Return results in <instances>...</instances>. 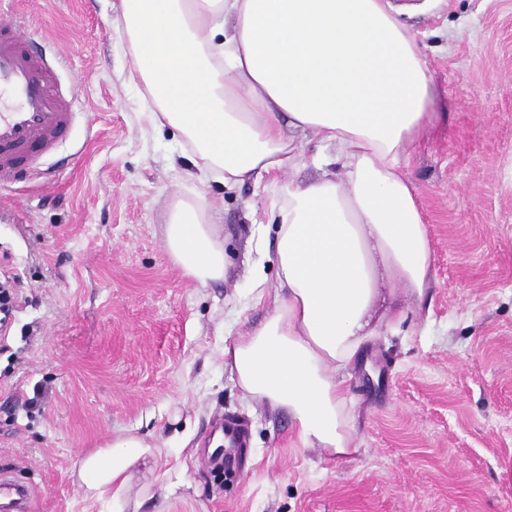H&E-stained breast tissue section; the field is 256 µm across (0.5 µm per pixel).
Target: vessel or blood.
I'll list each match as a JSON object with an SVG mask.
<instances>
[{"label":"vessel or blood","instance_id":"vessel-or-blood-1","mask_svg":"<svg viewBox=\"0 0 512 512\" xmlns=\"http://www.w3.org/2000/svg\"><path fill=\"white\" fill-rule=\"evenodd\" d=\"M58 67L30 49L19 19L0 21V189L16 182L20 173L41 155L53 151L68 131L73 97L58 87ZM225 469H233L234 448L244 442L239 424L224 426ZM0 498L9 512H35L34 494L0 474Z\"/></svg>","mask_w":512,"mask_h":512}]
</instances>
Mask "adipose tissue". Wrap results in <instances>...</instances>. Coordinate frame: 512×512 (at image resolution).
<instances>
[{
    "label": "adipose tissue",
    "instance_id": "1",
    "mask_svg": "<svg viewBox=\"0 0 512 512\" xmlns=\"http://www.w3.org/2000/svg\"><path fill=\"white\" fill-rule=\"evenodd\" d=\"M120 35L152 124L191 144L204 177L272 179L279 300L225 346V368L247 397L288 413L302 446L350 455L345 373L387 300L418 303L428 289V228L400 165L437 121L418 39L389 0H122ZM299 132L322 145L319 174L278 180L301 164ZM164 248L201 285L226 275L202 203L172 209ZM157 454L129 431L79 458L76 477L125 512Z\"/></svg>",
    "mask_w": 512,
    "mask_h": 512
}]
</instances>
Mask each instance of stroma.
Returning a JSON list of instances; mask_svg holds the SVG:
<instances>
[{"label":"stroma","mask_w":512,"mask_h":512,"mask_svg":"<svg viewBox=\"0 0 512 512\" xmlns=\"http://www.w3.org/2000/svg\"><path fill=\"white\" fill-rule=\"evenodd\" d=\"M390 2L424 46L440 114L403 161L430 278L348 370L359 451L334 457L302 447L288 414L224 368L225 345L276 305L264 183L200 185L189 144L144 120L121 0H0L81 86L48 175L0 193V275L22 295L0 342V470L39 512H113L72 471L126 431L161 450L134 477L152 494L139 512H512V0ZM199 198L229 267L206 287L163 245L172 207ZM227 416L249 430L230 480L200 463Z\"/></svg>","instance_id":"35a3bbf8"}]
</instances>
